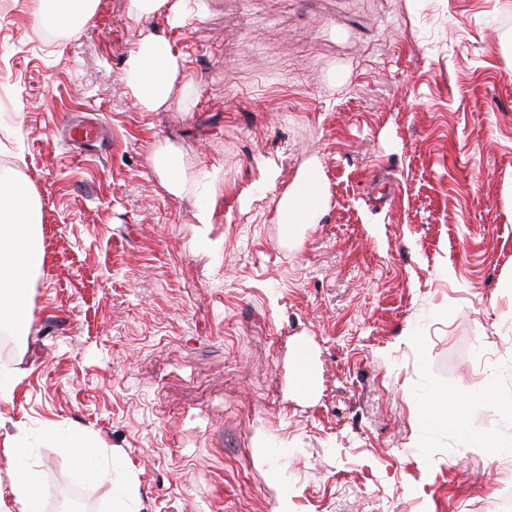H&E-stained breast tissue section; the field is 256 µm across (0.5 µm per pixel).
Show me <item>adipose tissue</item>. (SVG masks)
Returning <instances> with one entry per match:
<instances>
[{"label": "adipose tissue", "mask_w": 512, "mask_h": 512, "mask_svg": "<svg viewBox=\"0 0 512 512\" xmlns=\"http://www.w3.org/2000/svg\"><path fill=\"white\" fill-rule=\"evenodd\" d=\"M183 75V59L157 33L140 37L126 61V82L137 104L150 112L168 105L171 88ZM39 235L40 212L31 193L0 175V319L22 336L31 330L26 305L30 276L44 262ZM11 486L18 512H40L44 488L33 464L18 465Z\"/></svg>", "instance_id": "ef3b65f1"}]
</instances>
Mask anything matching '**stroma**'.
I'll return each instance as SVG.
<instances>
[{
    "label": "stroma",
    "instance_id": "stroma-1",
    "mask_svg": "<svg viewBox=\"0 0 512 512\" xmlns=\"http://www.w3.org/2000/svg\"><path fill=\"white\" fill-rule=\"evenodd\" d=\"M202 4L98 0L75 31L36 23L44 0L0 14V159L44 252L0 361V512L22 457L41 512L67 489L84 512H485L512 482V0ZM148 32L185 65L152 112L125 80ZM87 118L103 138L63 137ZM313 170L320 220L285 242ZM439 396L464 426L427 414ZM154 164L162 175L164 187L172 194H180L182 180L179 176V167L174 156H158L154 158Z\"/></svg>",
    "mask_w": 512,
    "mask_h": 512
}]
</instances>
